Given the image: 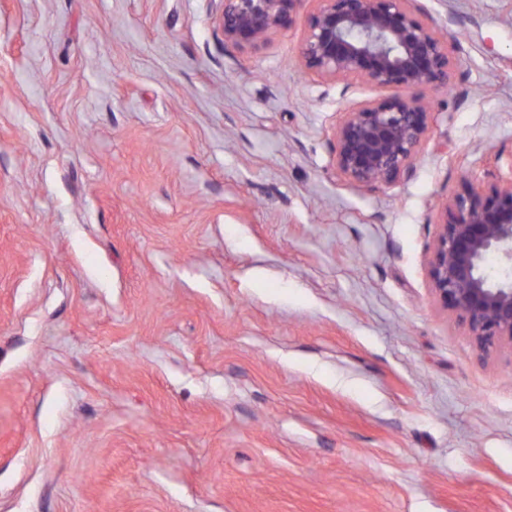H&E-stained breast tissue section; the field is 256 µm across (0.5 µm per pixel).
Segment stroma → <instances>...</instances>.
<instances>
[{"label": "stroma", "mask_w": 512, "mask_h": 512, "mask_svg": "<svg viewBox=\"0 0 512 512\" xmlns=\"http://www.w3.org/2000/svg\"><path fill=\"white\" fill-rule=\"evenodd\" d=\"M460 46L412 175L333 163L387 88L256 50L212 0H0V512H512V349L437 303L438 204L512 157V0H413Z\"/></svg>", "instance_id": "stroma-1"}]
</instances>
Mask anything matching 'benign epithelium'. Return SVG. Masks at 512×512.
Returning <instances> with one entry per match:
<instances>
[{"instance_id":"benign-epithelium-1","label":"benign epithelium","mask_w":512,"mask_h":512,"mask_svg":"<svg viewBox=\"0 0 512 512\" xmlns=\"http://www.w3.org/2000/svg\"><path fill=\"white\" fill-rule=\"evenodd\" d=\"M215 2L224 40L256 49L304 0ZM312 2L300 48L305 71L394 90L343 113L334 130L336 170L360 188L392 185L413 169L431 124V112L406 92L449 86L448 44L414 15L411 0ZM437 226L428 263L437 301L479 355L512 348V177L494 175L481 188L462 179L440 204Z\"/></svg>"}]
</instances>
